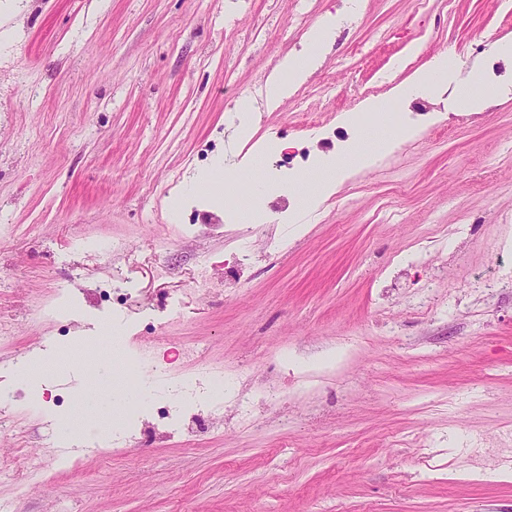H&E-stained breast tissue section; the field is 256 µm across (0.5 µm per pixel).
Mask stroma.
<instances>
[{"instance_id": "obj_1", "label": "stroma", "mask_w": 512, "mask_h": 512, "mask_svg": "<svg viewBox=\"0 0 512 512\" xmlns=\"http://www.w3.org/2000/svg\"><path fill=\"white\" fill-rule=\"evenodd\" d=\"M291 2L18 0L0 41L9 512H512V66L490 51L512 40V0ZM330 15L317 68L267 104ZM448 53L482 65L484 107L408 98L414 131L386 152L384 130L351 124ZM340 131L371 147L311 174L302 209L284 182L253 197L285 156L338 155ZM83 322L179 380L220 371L223 421L170 388L193 433L126 428L113 405L130 391ZM45 343L112 394L76 445L65 365L40 395L18 374ZM32 455L52 465L17 485Z\"/></svg>"}]
</instances>
